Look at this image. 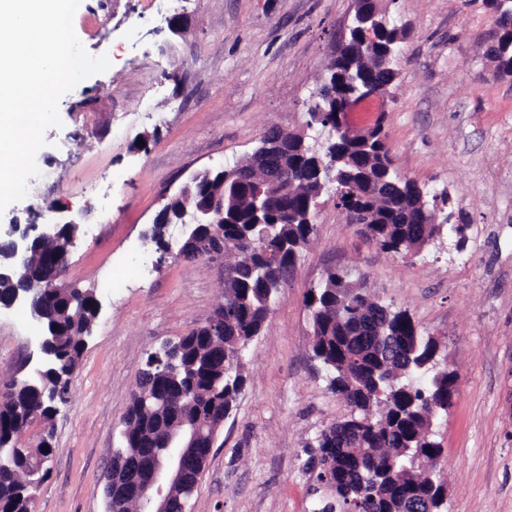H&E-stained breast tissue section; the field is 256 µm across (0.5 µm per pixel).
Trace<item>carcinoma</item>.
<instances>
[{"label": "carcinoma", "mask_w": 512, "mask_h": 512, "mask_svg": "<svg viewBox=\"0 0 512 512\" xmlns=\"http://www.w3.org/2000/svg\"><path fill=\"white\" fill-rule=\"evenodd\" d=\"M495 14L496 36L489 54L496 67L512 74V0H486ZM380 30L383 48L399 52L402 29L392 18ZM335 95L319 93L320 104L328 113L310 123L327 127L331 113L349 93L343 75L360 71L359 64L342 51L336 59ZM350 157L372 156L378 175L398 180L388 149L380 137L369 142L336 141L322 152L315 150L300 134L289 136L283 164L288 176V192L282 186L269 188V195L288 203L290 212L270 207L265 223H254L253 203L247 187L231 178L224 183V253L233 260L224 264V299L218 310L224 312V334L210 333L205 327L193 329L181 339L176 366L169 372L153 365L149 353L140 370L142 378L153 382V390L143 397L137 390L125 417L123 447L115 453L133 456L142 448H160L165 435L174 429V418L195 420L213 405L231 412L242 392L246 377L245 351L257 336L271 305L282 288L281 268L292 264L315 235L313 217L317 196L323 188L306 186L298 168L331 163L335 153ZM402 198H375L369 201L372 223L358 225L359 233L392 253L414 255L442 235L441 224L413 221L414 201L419 198L434 205L437 196L424 194L418 186H403ZM82 225L70 226L59 238L37 240L27 267L13 270L0 280V298L40 282L43 292L37 301L41 311L52 318L58 329L55 337V374L34 377L23 383L14 377L0 384V447L15 444L17 430L38 414L48 421L52 414L45 407L65 401L72 375L82 352V338L97 318L93 292L80 293L61 287L67 265H45L43 257L51 250L80 238ZM339 275L330 272L316 287L318 301L312 317V352L329 375V388L350 407L348 417L336 422L339 433L359 438V452L353 455L331 444L327 431L317 438L313 467L317 481L330 475L326 483L331 498L317 512H346L353 504L360 512H414L422 497L430 496L432 484L441 482L434 470H422L411 461L416 449L429 457L440 455L433 438V424L451 407L449 396L456 384L455 372L438 367V342L423 335L407 312L394 310L372 298L363 289L351 287L340 294ZM53 453L49 442L26 446L14 459L5 461L0 471V512H28L30 495L42 483L46 471L34 472L41 458Z\"/></svg>", "instance_id": "obj_1"}]
</instances>
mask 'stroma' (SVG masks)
<instances>
[{
	"instance_id": "35a3bbf8",
	"label": "stroma",
	"mask_w": 512,
	"mask_h": 512,
	"mask_svg": "<svg viewBox=\"0 0 512 512\" xmlns=\"http://www.w3.org/2000/svg\"><path fill=\"white\" fill-rule=\"evenodd\" d=\"M403 26L397 79L379 101L393 166L447 193L467 226L401 257L357 233L326 191L316 234L248 347L247 383L220 426L187 512H313L322 430L350 408L312 353L306 299L328 270L349 276L440 342L457 374L434 424L444 512H512V76L485 52L496 26L485 0H380ZM355 0H82L74 29L110 68L61 97V127L36 154L42 175L0 213L40 224L53 203L79 213L67 282L101 309L67 400L25 442L54 450L34 512H106L103 486L147 354L189 334L223 299L220 262L161 258L144 240L190 178L233 165L271 127L306 129L326 67L349 36ZM182 15L189 32L168 27ZM149 277H142V267ZM40 328L22 307L0 315V378L36 362Z\"/></svg>"
}]
</instances>
